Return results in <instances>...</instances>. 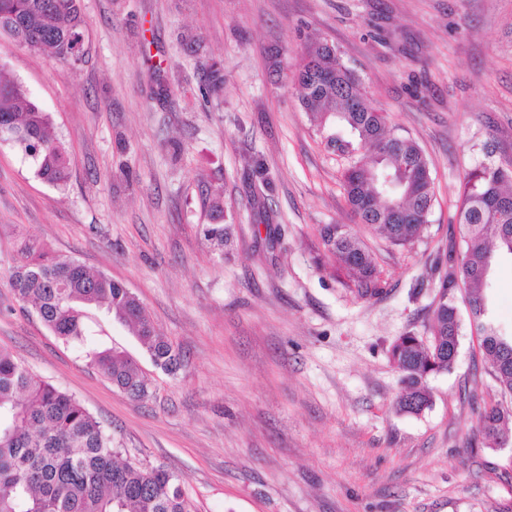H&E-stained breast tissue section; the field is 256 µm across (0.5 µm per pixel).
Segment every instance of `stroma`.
<instances>
[{"label": "stroma", "instance_id": "1", "mask_svg": "<svg viewBox=\"0 0 512 512\" xmlns=\"http://www.w3.org/2000/svg\"><path fill=\"white\" fill-rule=\"evenodd\" d=\"M84 55L60 62L0 36L21 83L67 148L56 188L0 142V348L100 420L121 460L181 477L191 512H503L512 447H483L478 407L500 400L462 329L429 408L397 413L388 349L432 323L436 266L457 237L464 178L512 162V0H81ZM334 45L399 134L423 149L434 202L414 246L359 224L346 161L314 126L291 76L306 38ZM280 61L285 73L273 76ZM224 85L209 89L213 63ZM170 87L156 94L157 82ZM221 201L222 213L212 209ZM231 225L224 251L200 225ZM343 224L373 255L379 296L334 273L318 228ZM123 282L177 345L173 375L132 330L90 315L89 346L16 305L21 238ZM491 313L512 329V260ZM134 359L135 401L89 348Z\"/></svg>", "mask_w": 512, "mask_h": 512}]
</instances>
